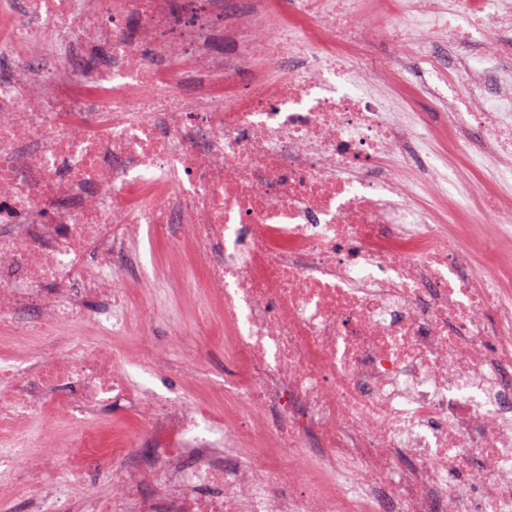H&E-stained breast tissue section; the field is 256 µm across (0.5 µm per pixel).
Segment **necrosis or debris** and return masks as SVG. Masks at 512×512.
Wrapping results in <instances>:
<instances>
[{"label":"necrosis or debris","instance_id":"1","mask_svg":"<svg viewBox=\"0 0 512 512\" xmlns=\"http://www.w3.org/2000/svg\"><path fill=\"white\" fill-rule=\"evenodd\" d=\"M239 2L0 0V502L512 512V265L475 287L417 204L444 196L433 112L512 183V0ZM484 214L494 260L512 202ZM170 291L146 365L199 337L181 369L203 383L222 352L223 392L133 388L115 341ZM115 403L146 456L100 419ZM92 456L107 494L63 496ZM166 245L164 240L150 232L149 241H146L145 250L143 252L144 263L149 270L153 266L162 268L167 263Z\"/></svg>","mask_w":512,"mask_h":512}]
</instances>
